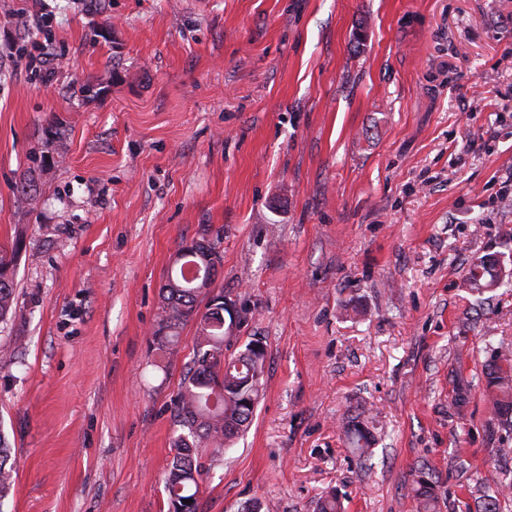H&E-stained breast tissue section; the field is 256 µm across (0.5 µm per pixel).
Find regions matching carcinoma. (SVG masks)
I'll return each instance as SVG.
<instances>
[{"instance_id":"cac0c4a2","label":"carcinoma","mask_w":512,"mask_h":512,"mask_svg":"<svg viewBox=\"0 0 512 512\" xmlns=\"http://www.w3.org/2000/svg\"><path fill=\"white\" fill-rule=\"evenodd\" d=\"M23 242L12 244L11 250H0V323L15 314L14 262ZM197 258L190 254L176 263L162 288L163 315L153 334L160 349H171L179 341L180 329L190 321L196 324L193 356L186 366L175 397L176 423L184 429L174 440V455L167 470L164 490L169 512H198L200 479L204 465L200 449L209 448L217 456L227 441L233 439L252 421L259 397V380L263 372L265 352L231 351L224 336V292L214 301L202 302L186 269L194 268ZM498 259L487 256L471 266L465 277L470 288H492L495 278H487ZM483 374L486 393L493 411L502 420L512 418V351L498 346L492 350ZM350 445L364 457L371 454V440L363 427L354 428ZM8 451L0 439V501L14 487V470L7 465ZM415 497L419 512H437V499L423 476L415 480ZM192 500L185 505L183 501Z\"/></svg>"}]
</instances>
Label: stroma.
Returning <instances> with one entry per match:
<instances>
[{
	"label": "stroma",
	"mask_w": 512,
	"mask_h": 512,
	"mask_svg": "<svg viewBox=\"0 0 512 512\" xmlns=\"http://www.w3.org/2000/svg\"><path fill=\"white\" fill-rule=\"evenodd\" d=\"M44 42L48 82L14 63ZM511 183L512 0H0V244L23 241L0 512H168L195 326L171 355L152 334L207 231L224 333L266 356L250 428L202 456L199 512L331 491L415 512L420 474L439 512L496 488L512 512L483 376L512 346V278L484 300L463 284L486 254L512 269Z\"/></svg>",
	"instance_id": "stroma-1"
}]
</instances>
